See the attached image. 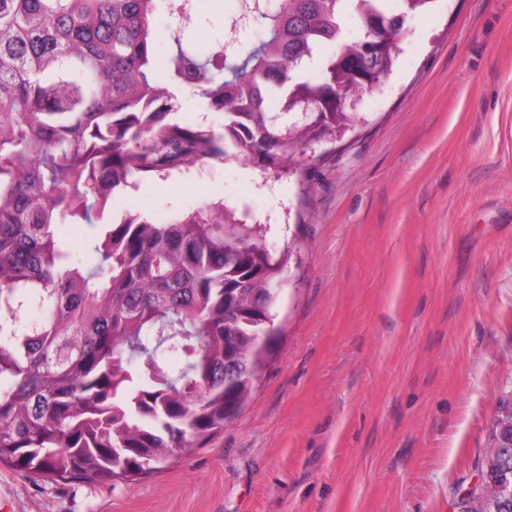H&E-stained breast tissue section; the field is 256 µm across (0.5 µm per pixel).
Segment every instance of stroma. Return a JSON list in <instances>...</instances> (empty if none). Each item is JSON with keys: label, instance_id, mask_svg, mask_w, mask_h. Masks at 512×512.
Listing matches in <instances>:
<instances>
[{"label": "stroma", "instance_id": "1", "mask_svg": "<svg viewBox=\"0 0 512 512\" xmlns=\"http://www.w3.org/2000/svg\"><path fill=\"white\" fill-rule=\"evenodd\" d=\"M202 47L236 0H192ZM174 119L223 134L171 87ZM361 120L291 177L202 159L114 215L224 203L287 255L281 336L239 415L160 472L109 485L0 463V512H454L512 389V0H436L405 24Z\"/></svg>", "mask_w": 512, "mask_h": 512}]
</instances>
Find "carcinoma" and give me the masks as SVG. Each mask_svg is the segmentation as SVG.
Instances as JSON below:
<instances>
[{
	"label": "carcinoma",
	"instance_id": "1",
	"mask_svg": "<svg viewBox=\"0 0 512 512\" xmlns=\"http://www.w3.org/2000/svg\"><path fill=\"white\" fill-rule=\"evenodd\" d=\"M157 0H0V463L107 484L164 468L224 430L279 340V276L262 228L214 203L129 211L80 249L69 228L135 178L205 158L294 173L350 126L348 100L388 76L408 18L434 0H238L229 40L202 52L185 0L156 76ZM358 28L349 38L350 22ZM328 44L321 74L305 65ZM197 91L224 134L174 121L168 86ZM288 114L280 121L267 102ZM456 512H512V392H504Z\"/></svg>",
	"mask_w": 512,
	"mask_h": 512
}]
</instances>
